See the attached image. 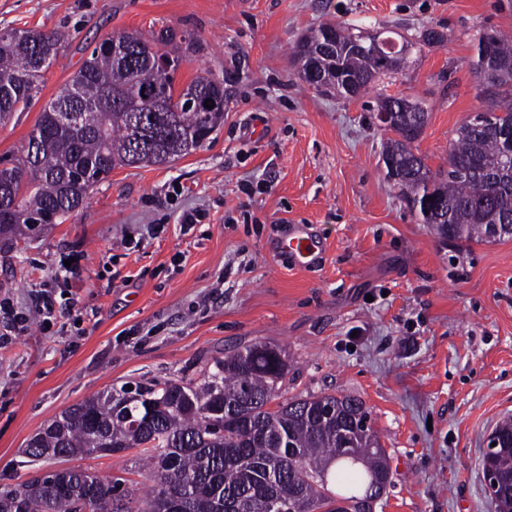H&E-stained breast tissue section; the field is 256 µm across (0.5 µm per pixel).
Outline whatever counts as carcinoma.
Masks as SVG:
<instances>
[{
	"instance_id": "obj_1",
	"label": "carcinoma",
	"mask_w": 512,
	"mask_h": 512,
	"mask_svg": "<svg viewBox=\"0 0 512 512\" xmlns=\"http://www.w3.org/2000/svg\"><path fill=\"white\" fill-rule=\"evenodd\" d=\"M117 56L93 48L41 112L23 155L0 167V238L35 235L44 224L83 207L88 191L117 166L142 167L177 160L199 148L224 119V82L198 76L180 92L174 74L191 49L190 34L171 30L157 41L174 45L170 66L157 64L152 43L127 34ZM63 36L24 31L0 41V123L38 92L42 72L58 56ZM362 36L324 24L294 49L301 82L354 98L381 78L403 70L407 47L397 55L353 51ZM473 61L477 90L491 120L482 127L464 122L446 165L433 171L415 152L428 112L407 97H387L378 112L394 133L382 161L396 186L425 224L455 244L512 238V39L499 31L477 37ZM210 101L211 108L200 104ZM83 117L75 124L64 114ZM434 200H429V197ZM288 375L282 349L263 343L231 351L214 363L200 386L177 381L160 388L108 391L76 404L32 438L33 459L51 448L63 457L122 455L143 449L148 459L147 493L119 501L112 485L81 469L67 481L31 479L0 491V512H263L268 500L291 501L294 512H372L367 492L391 484L386 451L370 418L351 396L293 397L271 408ZM502 446L489 460L509 481L494 500L495 512H512V417L494 429ZM334 484L337 491L328 488Z\"/></svg>"
}]
</instances>
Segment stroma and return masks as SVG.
Here are the masks:
<instances>
[{
	"label": "stroma",
	"instance_id": "obj_1",
	"mask_svg": "<svg viewBox=\"0 0 512 512\" xmlns=\"http://www.w3.org/2000/svg\"><path fill=\"white\" fill-rule=\"evenodd\" d=\"M323 23L412 42L404 72L346 99L300 84L294 45ZM190 32L176 88L222 78L224 123L165 165L118 167L82 208L0 241V299L52 297L49 330L0 323V489L30 478L29 439L107 390L200 384L236 345L288 354L282 398L361 399L393 483L374 512H494L483 456L512 416V239L457 245L385 178V96L424 102L416 147L431 169L483 103L471 62L482 30L512 34V0H0V29L66 31L37 97L0 124V166L19 158L44 107L91 50L119 33ZM200 223L183 227L189 211ZM150 224L165 225L147 237ZM309 224L322 264L298 269L276 241ZM79 273L56 277L60 260ZM138 450L68 460L145 492Z\"/></svg>",
	"mask_w": 512,
	"mask_h": 512
}]
</instances>
